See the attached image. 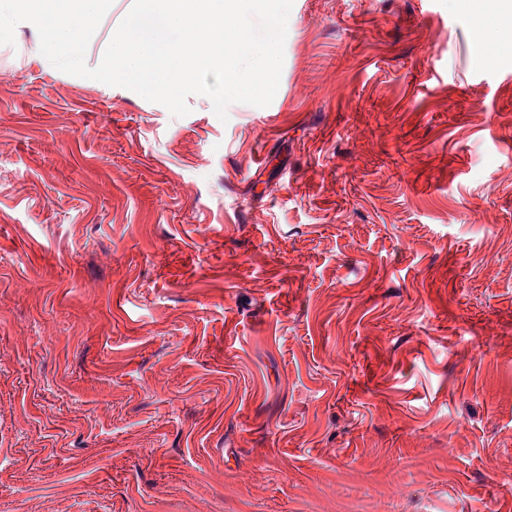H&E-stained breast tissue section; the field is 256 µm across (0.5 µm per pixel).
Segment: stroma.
<instances>
[{"label":"stroma","instance_id":"35a3bbf8","mask_svg":"<svg viewBox=\"0 0 512 512\" xmlns=\"http://www.w3.org/2000/svg\"><path fill=\"white\" fill-rule=\"evenodd\" d=\"M501 4L294 0L274 100L224 121L16 29L0 512H512Z\"/></svg>","mask_w":512,"mask_h":512}]
</instances>
